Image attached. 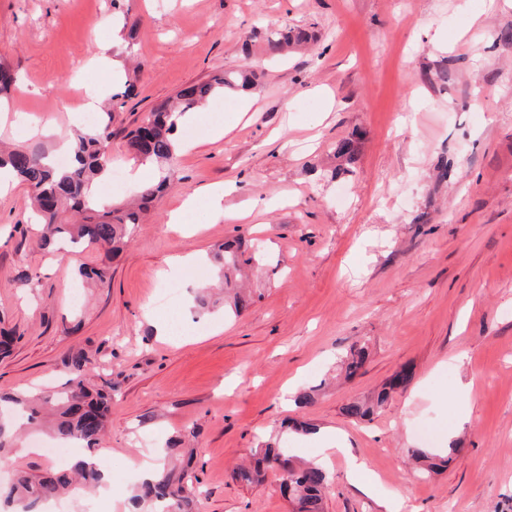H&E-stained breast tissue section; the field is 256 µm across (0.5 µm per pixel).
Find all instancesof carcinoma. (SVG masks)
<instances>
[{
    "label": "carcinoma",
    "mask_w": 512,
    "mask_h": 512,
    "mask_svg": "<svg viewBox=\"0 0 512 512\" xmlns=\"http://www.w3.org/2000/svg\"><path fill=\"white\" fill-rule=\"evenodd\" d=\"M308 39L306 30L287 24L278 26L267 37L275 52L301 46ZM254 86L255 78L246 69L218 71L205 82L182 88L176 102L158 105L128 132V146L136 157L157 165L159 170L158 179L143 186L132 205L106 204L93 190L94 182L111 170L112 113L120 111L125 99L134 94L132 84L112 95L107 120L76 135L68 166L56 165L43 151L17 149L0 153V169H10L34 191L42 246L87 243L103 250L106 257H115L127 244L146 207L173 183L177 118L227 91H246ZM214 262L218 276L224 280V312L237 314L247 303L246 297L236 291L237 279L255 267L257 250L248 249L240 241H226L219 246ZM78 274L85 281L100 284L110 279L109 267L104 264L81 266ZM364 358L363 350H351L344 360L346 373L355 375ZM61 368L67 380L52 398L0 395V406L10 405L16 418L27 427L48 426L52 437L63 446L80 443L88 449L96 448L111 413L112 394L92 382V359L83 350L69 351L61 359ZM388 397L389 390L384 388L374 402L353 401L343 411L351 418L364 419ZM182 443L181 437L170 441L163 454L173 463L157 468L152 480L135 486L131 504L137 512H194L196 496L189 473L193 453L186 452ZM255 456L254 468L239 471V480L255 481L263 465L276 468L281 474V492L296 504L298 512H320L319 505L329 485L326 471L294 461L279 437L262 444ZM100 477L94 463L84 459L52 476L19 474L12 483L0 486V508H7V512H36L40 505L66 495L74 483L94 484Z\"/></svg>",
    "instance_id": "obj_1"
}]
</instances>
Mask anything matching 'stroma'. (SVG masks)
<instances>
[{"label": "stroma", "mask_w": 512, "mask_h": 512, "mask_svg": "<svg viewBox=\"0 0 512 512\" xmlns=\"http://www.w3.org/2000/svg\"><path fill=\"white\" fill-rule=\"evenodd\" d=\"M284 22L314 40L281 58L267 33ZM511 31L512 0H0V63L13 77L0 140L19 149L56 152L37 125L76 133L89 89L108 100L131 83L120 112L97 114L112 121L113 168L129 170L126 131L154 106L263 61L248 112L238 94L220 96L199 109L196 136L180 130L173 185L109 284L83 287L81 303L78 267L99 264L100 250H40L32 190H0V327L18 337L0 358V393L61 389V357L93 356L95 383L112 387L98 454L108 512H128V459L188 426L200 512H290L277 470L253 484L233 475L289 417L336 431L368 463L354 479L349 456L332 457L322 512H384L393 492L412 512H512ZM344 138L354 160L343 170ZM178 208L180 225L169 221ZM236 237L263 255L252 303L236 317L214 308L196 332L193 297ZM192 252L204 259L174 276L175 304L156 307L169 259ZM162 319L182 321V334L160 335ZM354 347L365 360L348 378ZM404 371L370 418L344 413ZM289 387L312 402H284ZM29 440L28 456L6 449L0 484L55 470L43 434ZM413 448L450 462L420 471Z\"/></svg>", "instance_id": "1"}]
</instances>
